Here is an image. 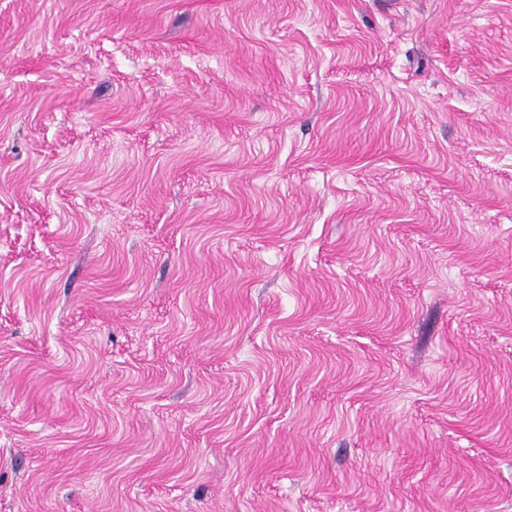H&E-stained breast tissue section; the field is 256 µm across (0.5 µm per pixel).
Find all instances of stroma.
<instances>
[{
  "label": "stroma",
  "instance_id": "1",
  "mask_svg": "<svg viewBox=\"0 0 512 512\" xmlns=\"http://www.w3.org/2000/svg\"><path fill=\"white\" fill-rule=\"evenodd\" d=\"M0 512H512V0H0Z\"/></svg>",
  "mask_w": 512,
  "mask_h": 512
}]
</instances>
